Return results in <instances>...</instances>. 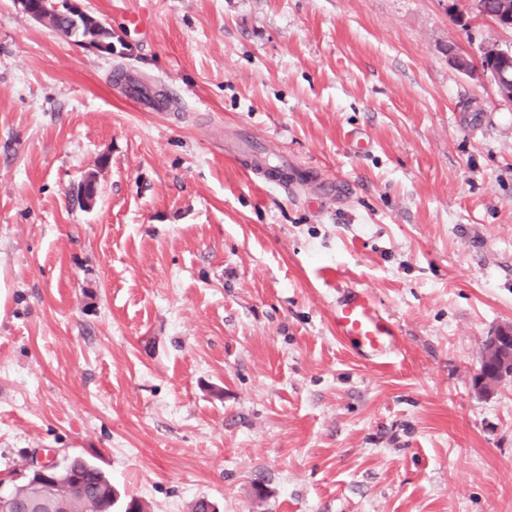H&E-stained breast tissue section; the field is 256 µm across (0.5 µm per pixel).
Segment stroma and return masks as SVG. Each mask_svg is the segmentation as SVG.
<instances>
[{"label": "stroma", "mask_w": 512, "mask_h": 512, "mask_svg": "<svg viewBox=\"0 0 512 512\" xmlns=\"http://www.w3.org/2000/svg\"><path fill=\"white\" fill-rule=\"evenodd\" d=\"M83 5L113 54L0 0V471L80 455L147 512H512V378L473 386L512 324V101L451 65L512 30L474 0ZM340 280L400 324L390 364L337 340Z\"/></svg>", "instance_id": "35a3bbf8"}]
</instances>
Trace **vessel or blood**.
<instances>
[{
  "label": "vessel or blood",
  "mask_w": 512,
  "mask_h": 512,
  "mask_svg": "<svg viewBox=\"0 0 512 512\" xmlns=\"http://www.w3.org/2000/svg\"><path fill=\"white\" fill-rule=\"evenodd\" d=\"M331 323L337 337L361 359L385 364L402 351L397 322L385 312L370 289H337Z\"/></svg>",
  "instance_id": "obj_1"
}]
</instances>
